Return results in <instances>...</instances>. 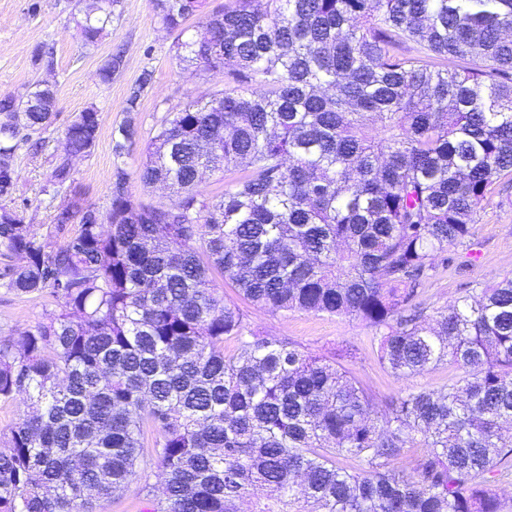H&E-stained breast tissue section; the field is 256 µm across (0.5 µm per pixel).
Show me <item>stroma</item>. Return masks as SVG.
Wrapping results in <instances>:
<instances>
[{
	"label": "stroma",
	"mask_w": 512,
	"mask_h": 512,
	"mask_svg": "<svg viewBox=\"0 0 512 512\" xmlns=\"http://www.w3.org/2000/svg\"><path fill=\"white\" fill-rule=\"evenodd\" d=\"M78 0H0V97L26 96L35 85L49 82L57 98L51 124L33 134L19 132L12 158L14 188L0 198V207L16 211L48 249L56 250L78 234L79 222L55 228V216L71 194L84 206L107 217L112 203L111 184L116 169L128 175L126 188L142 203L171 204L170 191L143 183L139 177L145 148L172 112L191 100H207L225 87L223 73L180 63L174 36L164 30L152 0H116L112 22L96 46H83L76 35L80 19ZM54 51L53 66L38 60L40 47ZM122 52L123 66L111 82H101L98 70L105 58ZM152 81L141 93L136 112H127V99L144 71ZM99 114V136L87 155L73 160L71 187H56L49 174L61 154L67 126L88 106ZM133 120L139 136L123 151H113L112 132ZM449 261L437 265L421 290L428 312L447 309L465 288L490 285L512 278V179L502 178L479 210L473 235L466 245L452 248ZM215 283L225 303L236 306L248 328L269 336L288 337L308 351L331 355L336 345L353 344L359 353L350 374L375 400L382 401L408 389L438 390L457 373L443 364L400 380L381 366L372 331L365 323L345 317L296 312L274 315L243 299L225 277ZM61 309L50 293L28 297L14 294L0 278V337L47 321ZM148 466L129 489L102 503L101 512H160L164 506L157 477V460L147 455Z\"/></svg>",
	"instance_id": "1"
}]
</instances>
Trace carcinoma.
<instances>
[{"mask_svg":"<svg viewBox=\"0 0 512 512\" xmlns=\"http://www.w3.org/2000/svg\"><path fill=\"white\" fill-rule=\"evenodd\" d=\"M76 22L93 46L115 0ZM177 57L228 87L172 113L140 179L179 196L131 198L116 168L109 226L73 196L46 250L18 213L0 216V276L48 290L59 313L0 339V402L24 413L0 451V512H96L153 448L164 512H501L512 479V279L470 288L424 316L436 260L472 236L512 175V0H235L188 38L202 0H153ZM55 92L0 98V197L14 187L11 118L38 131ZM98 111L65 132L50 181H72ZM130 120L113 131L120 155ZM236 169L217 199L203 170ZM273 314L348 317L380 364L408 379L445 363L438 391L378 406L343 368L261 336L211 274ZM231 341L234 349L224 351ZM426 449L407 472L405 448Z\"/></svg>","mask_w":512,"mask_h":512,"instance_id":"cac0c4a2","label":"carcinoma"}]
</instances>
